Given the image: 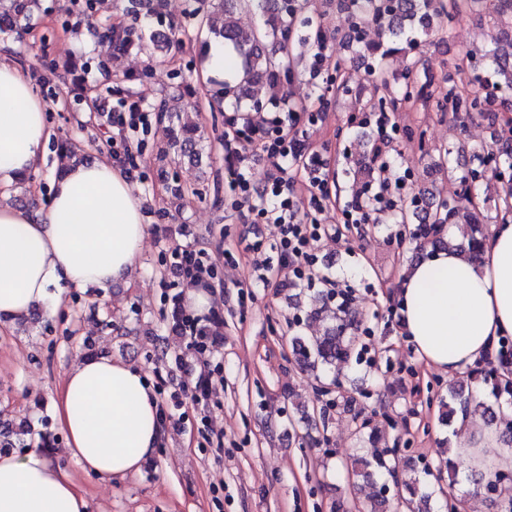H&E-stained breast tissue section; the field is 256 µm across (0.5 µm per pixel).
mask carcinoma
<instances>
[{
    "label": "carcinoma",
    "mask_w": 512,
    "mask_h": 512,
    "mask_svg": "<svg viewBox=\"0 0 512 512\" xmlns=\"http://www.w3.org/2000/svg\"><path fill=\"white\" fill-rule=\"evenodd\" d=\"M38 0H0V35L8 36L29 22ZM340 9L346 13L350 32L360 33V23L369 20L377 24L385 33L387 43L364 44V58L368 70L376 74V86L400 101L415 107L427 105L438 93L440 102L450 111L472 112L479 107L477 97L464 93L458 84L464 67L460 63L448 65V75L442 77L444 86L433 90L430 80L422 84L403 83L392 89L385 59L397 51L393 44L399 42L409 47L425 45L430 39L445 32L449 22L470 14L486 10L501 26V36L496 46L479 57L467 51L464 58L474 61L473 67H479L488 73V86L495 91H512V0H339ZM311 7L310 0H209V8L202 15L201 24L205 25L216 41H221L233 50L239 77L236 82L220 81L213 83L211 98L218 104L231 100L234 112H260L262 100L258 96V87L282 78L287 82L295 79L300 68L309 64L313 45L304 37L298 43L305 47L300 53L294 52L290 45L292 25L297 14ZM242 10H258L264 18V28L258 31L242 29L236 15ZM158 46L153 34H144L137 39L124 35L114 36L107 31L101 43V53L110 58L130 50H146L149 46ZM160 120L165 126L169 145L177 147L181 156L196 162L201 158L202 136L199 127L178 121L175 109L164 103L160 109ZM488 170L467 168L459 179L463 183L476 186L491 174L495 177H512V145H506L493 151L489 156ZM471 210V219L475 225L474 234L465 243H458L442 234V228L458 216L462 210ZM484 216L477 209L472 197L464 193L458 199L450 201L442 198L426 207L422 222L417 225L411 238L416 242V251L411 260L425 256L426 249L455 250L477 262L481 256V245L485 234L482 226ZM330 296L312 294L309 317L326 323L319 336L292 337L293 353L301 369L314 370L318 367L330 369L336 363L346 365L350 361H361V357L351 358L352 346L357 325L355 316L345 304L332 308L328 306ZM480 381L492 385L495 394H507L512 397V377H503L498 373L485 372L480 375L461 377L448 387V399H440L439 408L442 417L450 418L457 411L465 412L476 401L474 383ZM361 447L350 457L351 472L355 480H370L374 474L386 470L395 472L399 461L393 456H385L381 450V436L377 428L366 426L359 434ZM409 478L404 481L408 498L403 505L408 512H433L434 490L429 485L430 470L415 463L407 467ZM392 503L382 490H375L370 496V512H391Z\"/></svg>",
    "instance_id": "cac0c4a2"
}]
</instances>
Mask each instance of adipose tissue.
Segmentation results:
<instances>
[{
    "label": "adipose tissue",
    "instance_id": "ef3b65f1",
    "mask_svg": "<svg viewBox=\"0 0 512 512\" xmlns=\"http://www.w3.org/2000/svg\"><path fill=\"white\" fill-rule=\"evenodd\" d=\"M51 137L36 81L0 59V186L37 171ZM141 199L118 160L74 158L47 208L0 206V329L36 308L53 313L52 286L111 288L131 273L146 234ZM395 297L419 359L456 377L495 360L512 337V215L491 226L478 262L435 250L405 267ZM71 458L113 479L140 469L165 437L140 370L106 354L82 358L53 400ZM458 457L485 475L512 468L500 427L458 422ZM0 512H89L70 474L40 447L0 454Z\"/></svg>",
    "mask_w": 512,
    "mask_h": 512
}]
</instances>
